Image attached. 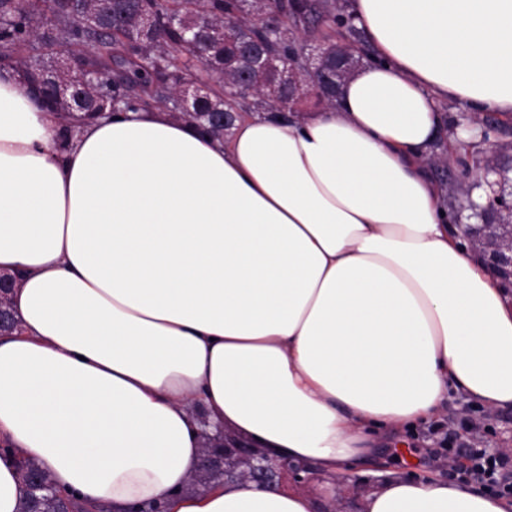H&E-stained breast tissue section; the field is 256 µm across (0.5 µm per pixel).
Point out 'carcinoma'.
Masks as SVG:
<instances>
[{"mask_svg": "<svg viewBox=\"0 0 512 512\" xmlns=\"http://www.w3.org/2000/svg\"><path fill=\"white\" fill-rule=\"evenodd\" d=\"M86 5L46 19L44 0H0V62L22 73L42 103L60 113L67 123L98 119L112 109L116 99L134 108L146 100L134 93L142 89L154 104L171 112L175 119L195 124L207 135L224 138V129L205 115L220 108L237 112L252 98L263 109L281 116L301 112L308 103L331 104L317 93L288 95L273 99L263 89L265 78L245 88L238 82L237 70L249 67L243 53L246 44L282 55L300 71L306 69L301 34L316 36L323 31L342 29L349 42L359 38L352 18L336 7V0H275L271 9L279 16L281 31L267 40L259 18L242 6L241 0H147L143 3L152 17L145 29L130 21L110 33L88 29L83 24ZM192 25L199 34L205 57L198 60L183 45L182 28ZM61 44L73 46L79 69L107 73L110 86L91 89L86 107L73 113L47 90L50 62ZM184 81H211L216 89L200 97L185 112L175 94ZM75 512L79 505L61 503L40 487L28 489L19 512Z\"/></svg>", "mask_w": 512, "mask_h": 512, "instance_id": "1", "label": "carcinoma"}]
</instances>
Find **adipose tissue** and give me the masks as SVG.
<instances>
[{"label":"adipose tissue","mask_w":512,"mask_h":512,"mask_svg":"<svg viewBox=\"0 0 512 512\" xmlns=\"http://www.w3.org/2000/svg\"><path fill=\"white\" fill-rule=\"evenodd\" d=\"M373 56L310 114L216 140L158 106L68 131L0 67V512L17 461L121 512H315L186 487L227 427L342 475L455 392L512 408V290L462 242L429 161L448 118L512 115V0H346ZM361 512H512L390 475Z\"/></svg>","instance_id":"obj_1"}]
</instances>
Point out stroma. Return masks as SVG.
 <instances>
[{
    "mask_svg": "<svg viewBox=\"0 0 512 512\" xmlns=\"http://www.w3.org/2000/svg\"><path fill=\"white\" fill-rule=\"evenodd\" d=\"M480 121L491 124L494 131L489 140L474 138L470 153L477 163L492 157H512V115L485 114ZM457 135V129H449L438 144L444 159L430 168L433 179L446 193L456 191L461 182L476 181L480 175L477 163L465 172L456 164L454 149ZM482 414L481 406L466 403L463 397L450 394L446 406L431 422L418 424L384 442L383 447L387 452L385 462L352 469L350 476L356 479V486L338 488L330 477L321 475L311 483L308 493L316 502L319 512H328L334 504L338 505L340 512H359L361 492L379 486L386 471L416 478L430 474L447 475L448 468L441 455L439 438L429 432L433 425L447 433L457 448L512 446V411L498 413L489 421L483 420Z\"/></svg>",
    "mask_w": 512,
    "mask_h": 512,
    "instance_id": "35a3bbf8",
    "label": "stroma"
}]
</instances>
